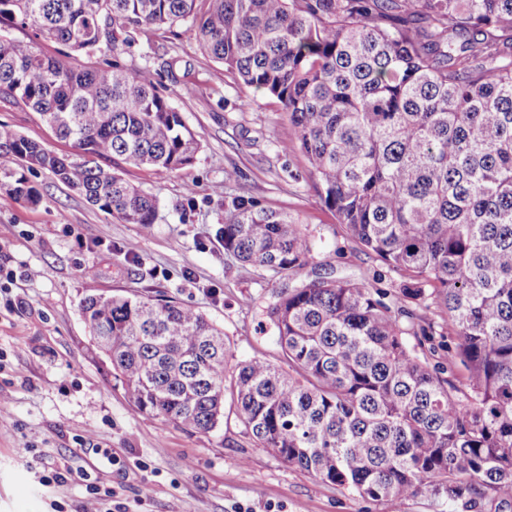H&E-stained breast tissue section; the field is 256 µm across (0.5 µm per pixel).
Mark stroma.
Returning a JSON list of instances; mask_svg holds the SVG:
<instances>
[{
	"mask_svg": "<svg viewBox=\"0 0 512 512\" xmlns=\"http://www.w3.org/2000/svg\"><path fill=\"white\" fill-rule=\"evenodd\" d=\"M113 58L161 82L202 148L177 172L104 161L155 198L146 228L92 206L46 170L28 175L38 205L0 194V512H82L90 484L111 493L101 512H453L442 499L368 502L323 483L260 447L233 408L202 433L131 404L81 317L88 289L191 305L223 328L234 360L278 364L266 310L281 288L327 277L388 291L398 276L324 206L302 153L284 152L296 133L276 98L237 80L178 26L72 63ZM0 124L72 151L24 105L0 99ZM234 195L307 225L314 249L290 279L225 251L224 200Z\"/></svg>",
	"mask_w": 512,
	"mask_h": 512,
	"instance_id": "stroma-1",
	"label": "stroma"
}]
</instances>
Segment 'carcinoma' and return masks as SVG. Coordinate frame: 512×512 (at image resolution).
<instances>
[{"mask_svg":"<svg viewBox=\"0 0 512 512\" xmlns=\"http://www.w3.org/2000/svg\"><path fill=\"white\" fill-rule=\"evenodd\" d=\"M0 19L66 58L185 25L282 104L323 204L400 276L391 295L323 277L282 289L267 316L286 370L230 363L223 329L188 305L85 295L90 338L137 410L206 433L229 398L261 447L364 501L512 512V0H0ZM0 97L80 157L0 124L15 164L0 167V193L32 205L26 173L45 169L146 227L155 198L100 160L174 172L201 149L154 78L116 59L78 68L0 33ZM221 236L280 278L314 246L307 225L246 196ZM432 303L448 332L417 313Z\"/></svg>","mask_w":512,"mask_h":512,"instance_id":"cac0c4a2","label":"carcinoma"}]
</instances>
